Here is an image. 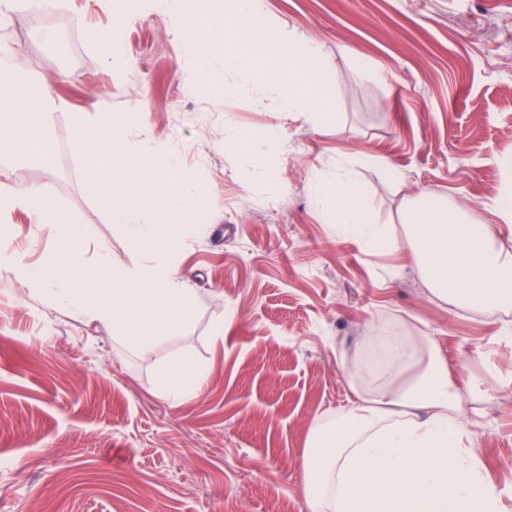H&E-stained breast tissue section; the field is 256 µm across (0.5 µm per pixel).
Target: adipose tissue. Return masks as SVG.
<instances>
[{
    "label": "adipose tissue",
    "mask_w": 512,
    "mask_h": 512,
    "mask_svg": "<svg viewBox=\"0 0 512 512\" xmlns=\"http://www.w3.org/2000/svg\"><path fill=\"white\" fill-rule=\"evenodd\" d=\"M19 96H0V151L20 146L44 153L42 135L24 119ZM224 148L259 177L278 174L283 145L276 127L255 134L230 131ZM322 204H335L339 233L368 251H405L431 295L477 312L512 308V247L492 225L437 195L404 197L400 230L377 223V204L350 163L318 182ZM358 355L378 360L371 380L351 375L354 399L331 428H315L303 462L308 512H497V494L478 464L464 458L461 442L476 438L466 396L446 359L427 336L383 335L367 323ZM207 363L184 352L161 368L164 394L179 402L202 390Z\"/></svg>",
    "instance_id": "1"
}]
</instances>
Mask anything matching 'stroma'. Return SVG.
I'll return each instance as SVG.
<instances>
[{"instance_id":"35a3bbf8","label":"stroma","mask_w":512,"mask_h":512,"mask_svg":"<svg viewBox=\"0 0 512 512\" xmlns=\"http://www.w3.org/2000/svg\"><path fill=\"white\" fill-rule=\"evenodd\" d=\"M84 10L32 12L0 26L19 82L49 83L72 105L55 113L48 159L0 155V182L36 186L46 205L82 225L88 253L132 266L142 254L110 220L100 184L77 155L72 115L124 116L122 139L149 136L179 152L187 194L207 202L182 219L172 254L196 292L183 335L147 351L111 326L48 308L0 270V505L7 512H307L303 459L316 425L353 393L336 361L368 321L389 334L432 336L460 388L483 390L469 409L479 439L465 453L512 512V333L508 315H476L433 298L402 252L369 253L338 234L314 185L354 161L397 224L400 197L437 193L471 207L512 240L488 203L512 193V0H265L264 24L318 45L332 77L331 117L281 112L272 82L233 95L202 86L183 54L178 18L153 7L121 21L133 74L111 80ZM371 67L358 69L354 55ZM277 126V178L255 176L224 149L230 130ZM382 165L365 163V156ZM0 249L47 259L54 244L21 212ZM224 326L223 343L213 329ZM481 360H473L474 350ZM192 351L211 367L195 397L159 395L163 361Z\"/></svg>"}]
</instances>
